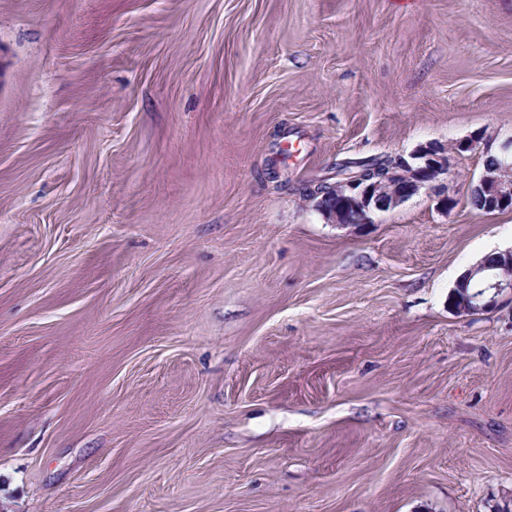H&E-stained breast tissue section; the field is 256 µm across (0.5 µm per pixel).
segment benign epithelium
Listing matches in <instances>:
<instances>
[{
  "mask_svg": "<svg viewBox=\"0 0 512 512\" xmlns=\"http://www.w3.org/2000/svg\"><path fill=\"white\" fill-rule=\"evenodd\" d=\"M499 159L482 171L470 190L477 192L492 209L512 210V140L500 145ZM448 173V151L426 146L400 160L382 178L368 180L357 173L336 175L330 184L331 193L339 197L361 217V223H372L376 211L393 209L411 194L427 189L436 198L438 207L449 210L454 196L441 183ZM449 297V306L459 314L480 310L503 294H512V249L497 253L492 265L480 261L468 269L455 285Z\"/></svg>",
  "mask_w": 512,
  "mask_h": 512,
  "instance_id": "benign-epithelium-1",
  "label": "benign epithelium"
}]
</instances>
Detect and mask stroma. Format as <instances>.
<instances>
[{"label":"stroma","instance_id":"35a3bbf8","mask_svg":"<svg viewBox=\"0 0 512 512\" xmlns=\"http://www.w3.org/2000/svg\"><path fill=\"white\" fill-rule=\"evenodd\" d=\"M512 0H0V512H512ZM449 148L358 227L305 188ZM483 137L470 138L469 140L457 141L452 147L455 153L467 152L474 149L477 144L483 143L485 156L484 164L493 165L485 167L479 179L472 183L470 192L476 191L491 208L488 212L499 210H512V140L509 139L500 145L496 154H490L489 141L483 142ZM483 164V165H484ZM512 249L498 252L493 264L480 261L459 279L449 306L459 314L481 310L503 294H512ZM467 288L473 290L467 291ZM477 288V289H474Z\"/></svg>","mask_w":512,"mask_h":512}]
</instances>
